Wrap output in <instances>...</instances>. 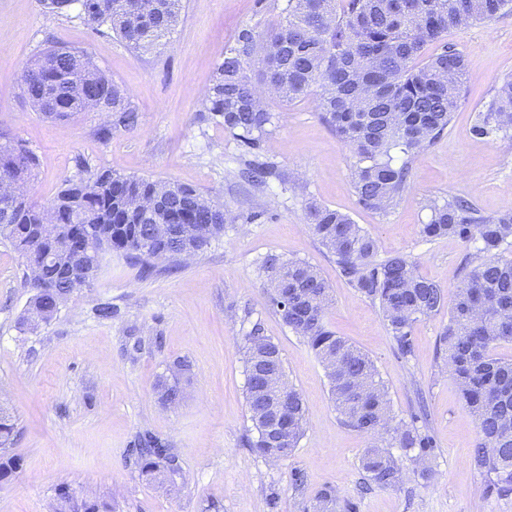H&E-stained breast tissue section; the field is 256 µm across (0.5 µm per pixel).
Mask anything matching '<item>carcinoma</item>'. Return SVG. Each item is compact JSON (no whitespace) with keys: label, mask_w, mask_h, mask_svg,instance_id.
Here are the masks:
<instances>
[{"label":"carcinoma","mask_w":512,"mask_h":512,"mask_svg":"<svg viewBox=\"0 0 512 512\" xmlns=\"http://www.w3.org/2000/svg\"><path fill=\"white\" fill-rule=\"evenodd\" d=\"M182 0H142L141 22H133L118 0H40L45 12L67 16L77 11L89 28L112 30L134 52L153 49L178 21ZM512 0H417L416 11L397 15L391 0H288V13L277 29L264 34L245 24L234 44L224 53L213 83L202 102V112L219 120L249 152L261 147L272 132L276 115L252 102L261 83L276 87L283 102L314 96L322 120L349 148L355 161L352 179L358 204L385 214L408 191L412 161L439 138L452 119L465 72L463 54L444 43L439 51L419 60L424 47L438 42L449 30L477 20H491ZM50 82L73 87L98 88L108 97L114 115L112 129H131L138 121L127 93L99 69L84 52L65 46L46 50L21 75V92L38 112L55 120H68L86 111V100L68 94L64 108H50L44 86ZM512 129V78L497 88L490 111L474 127L476 135L489 137ZM0 156L14 154L17 162L0 169V179L26 184L35 175L36 155L0 133ZM242 177L262 186L271 179L286 183L285 174L272 162H244ZM161 187L176 203L170 212L182 224H201L207 235L197 245L201 251L224 232L229 217L224 209L197 189L171 181L124 177L99 167L79 180L66 179L54 200L40 207L20 195L9 204L10 217L0 221V241L10 244L23 262L42 255L51 242L68 239L76 225L66 223L72 206L84 212L86 226L100 242L101 263L105 251H119L154 272L147 248L155 235L142 223L137 203ZM430 217L422 225L424 237H458L477 240L480 247L469 263L451 306L437 283L417 273L404 254L376 259L375 239L350 215L326 205L311 204L306 221L336 264L339 274L356 292L379 306L397 349L413 354L414 324L448 308V324L439 342L448 352V371L459 386L464 407L475 417L478 439L471 462L484 478L488 497L512 495V359L497 353L512 344V208L484 215L458 197L428 200ZM46 211L59 212L60 223L42 235L38 224ZM71 255L60 250L45 265L44 277L53 285L46 290L29 284L33 291L24 320L32 324L51 321L61 306L75 295L70 279L57 276ZM260 270L267 276L269 302L288 328L301 336L327 371L336 410L345 423L374 439L364 450L360 466L367 487L395 488L402 482L398 460L390 452L397 447L417 451L416 459L428 458L435 442L426 426L418 425L425 412L411 420L391 415L387 390L368 355L336 335L325 321L328 285L320 272L305 260H285L266 254ZM244 364L246 403L256 436L246 445L258 454L287 458L307 423L301 394L286 382L279 390L288 421V439L272 435L273 419L266 413L269 387L259 373L268 370L286 376L279 347L254 325L245 336ZM161 401H179V378L157 384ZM17 424L11 415L0 418V447L12 444ZM131 456L140 472L154 477L162 468L176 470L178 455L171 446L149 432L136 436ZM316 512H354L353 504L340 506L334 491L316 497Z\"/></svg>","instance_id":"cac0c4a2"}]
</instances>
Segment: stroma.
Listing matches in <instances>:
<instances>
[{"instance_id":"stroma-1","label":"stroma","mask_w":512,"mask_h":512,"mask_svg":"<svg viewBox=\"0 0 512 512\" xmlns=\"http://www.w3.org/2000/svg\"><path fill=\"white\" fill-rule=\"evenodd\" d=\"M287 7L288 0H182L172 33L137 54L114 33L45 13L39 0H0V131L39 158L27 186L33 202L47 205L64 179L80 177L82 158L93 169L185 184L227 212L257 216L225 225L172 272L146 277L124 257L105 255L90 287L35 330L21 321L32 296L21 260L0 243V406L19 430L5 450L17 467L0 481V512H51L63 486L108 502L111 512H311L328 488L356 512H512V496H485L470 462L477 424L445 365L439 335L447 312L415 324L414 355L404 359L378 306L341 278L305 221L311 203L347 213L375 239L378 258L407 255L420 275L455 293L477 242L430 240L421 226L434 196L466 198L485 215L512 207V131L473 132L512 76V11L448 32L465 56L462 97L443 135L414 160L410 191L382 215L359 207L352 155L313 98L265 101L277 120L260 152L287 173L284 184L243 180V146L201 117V96L238 29H272ZM54 45L86 51L127 92L139 116L134 129L105 140L97 113L58 121L31 107L20 76ZM269 252L318 269L333 296L330 328L373 360L395 418L426 412L435 451L422 464L414 452L394 449L404 473L399 487L362 492L360 458L371 440L342 421L322 363L272 309L258 265ZM103 303L111 318L98 317ZM257 323L279 346L307 407L296 448L278 462L244 445L255 430L242 347ZM179 359L192 371L181 380L180 403L168 406L156 385ZM145 431L176 449V471L140 474L130 448Z\"/></svg>"}]
</instances>
